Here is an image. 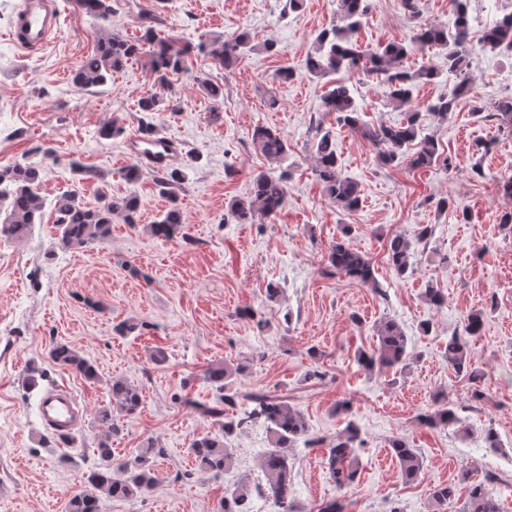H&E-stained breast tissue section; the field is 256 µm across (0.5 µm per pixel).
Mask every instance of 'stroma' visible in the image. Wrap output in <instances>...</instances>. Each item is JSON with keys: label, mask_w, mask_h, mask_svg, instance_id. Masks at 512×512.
I'll use <instances>...</instances> for the list:
<instances>
[{"label": "stroma", "mask_w": 512, "mask_h": 512, "mask_svg": "<svg viewBox=\"0 0 512 512\" xmlns=\"http://www.w3.org/2000/svg\"><path fill=\"white\" fill-rule=\"evenodd\" d=\"M63 33L42 51L11 42L6 29L17 0H0V169L34 165L44 203L72 184L90 208L105 197L135 195L136 224L115 221L106 241L63 248L52 212L21 239L0 238V512H66L85 491L84 474L95 463L100 436L96 413L110 398L112 381L138 387L143 404L114 436V455L127 459L147 443L164 448L154 463L157 482L143 498L104 499V512H218L227 489L247 485L249 512H277L264 491L262 459L271 446L266 424L245 427L229 440L233 466L221 475L199 468L189 448L214 432L188 400L212 405L220 393L205 377L211 366H242L234 386L287 397L312 435L332 440L355 422L364 441L355 481L337 488L323 464L324 448L295 442L288 450L293 498L300 512H321L341 500L345 512H438L432 493L454 485L447 512H461L472 484L490 481L501 512H512V224L502 223L512 199L499 188L512 175V135L475 117L468 100L440 119L428 104L459 83L444 52H410L409 71L435 67L432 81L417 82L408 108L395 106L387 83L357 71L301 75L279 80V70L300 68L317 34L337 20L338 0H304L297 13L285 0H113L112 27L128 38L142 34L141 18L153 14L159 33L192 45L249 32L255 49L228 69L195 50L188 73L171 86L155 85L145 58L130 61L110 85L77 90L71 74L89 55L103 26L76 0H58ZM415 23L401 0H370L355 38L362 49L408 41ZM273 41L276 48L265 51ZM468 73L484 103L512 96V53L472 48ZM223 85L216 103L199 79ZM345 82L369 124L398 125L406 109L420 111L423 130L434 136L451 166H384L376 148L337 125L323 97ZM157 94L158 111L143 115L138 101ZM117 119L123 131L101 139L102 122ZM175 139L179 153L196 155L178 192L183 236L152 237L148 226L169 208L150 173L131 183L137 166L128 152L143 124ZM280 131L290 150L267 160L252 141L255 127ZM331 131L342 175L358 185L362 203L346 210L326 194L314 174V142ZM106 171V181L77 182L70 162ZM261 171L288 175V197L275 216L240 224L227 216L231 199L249 196ZM452 198L466 219L441 212ZM356 229L353 246L373 262L376 286L331 273L327 254L345 225ZM434 228L417 245L413 271L398 277L386 257L395 234L414 237ZM278 284L268 299V283ZM445 296L442 306L423 297L427 286ZM255 318H242L244 309ZM484 314L481 335L471 342V363L483 374L484 396L471 397L468 380L449 365L445 346L463 335L467 315ZM359 322H352L351 314ZM396 320L409 342L406 370L367 371L357 362L377 343L376 326ZM136 329L118 335L116 325ZM433 325L431 334L420 331ZM67 344L91 361L98 377L85 379L51 361L53 343ZM167 360L154 364V349ZM43 376L29 386L26 374ZM318 377H311V370ZM70 388L86 416L70 445L60 444L39 416L43 393ZM454 405L459 424L429 428L419 413L441 402ZM348 403L340 411L338 403ZM501 446L486 447V428ZM404 440L423 459L418 477L405 481L390 451Z\"/></svg>", "instance_id": "35a3bbf8"}]
</instances>
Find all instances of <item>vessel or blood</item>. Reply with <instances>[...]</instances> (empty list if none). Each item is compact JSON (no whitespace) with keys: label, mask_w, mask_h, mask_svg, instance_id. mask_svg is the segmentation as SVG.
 Masks as SVG:
<instances>
[{"label":"vessel or blood","mask_w":512,"mask_h":512,"mask_svg":"<svg viewBox=\"0 0 512 512\" xmlns=\"http://www.w3.org/2000/svg\"><path fill=\"white\" fill-rule=\"evenodd\" d=\"M60 29L57 0H22L7 36L21 48L40 50L58 37ZM39 414L45 425L61 433L72 432L78 425L77 401L66 388L45 393L40 400Z\"/></svg>","instance_id":"b4317fda"}]
</instances>
